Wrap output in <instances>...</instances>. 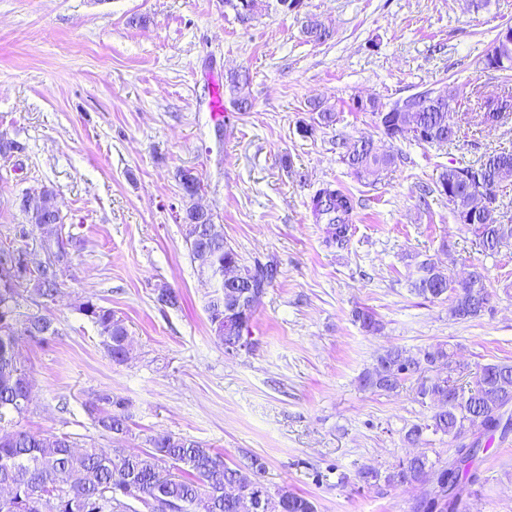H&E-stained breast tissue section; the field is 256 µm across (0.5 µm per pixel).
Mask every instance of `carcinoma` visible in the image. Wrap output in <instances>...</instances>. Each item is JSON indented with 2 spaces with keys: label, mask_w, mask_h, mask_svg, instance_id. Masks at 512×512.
I'll return each mask as SVG.
<instances>
[{
  "label": "carcinoma",
  "mask_w": 512,
  "mask_h": 512,
  "mask_svg": "<svg viewBox=\"0 0 512 512\" xmlns=\"http://www.w3.org/2000/svg\"><path fill=\"white\" fill-rule=\"evenodd\" d=\"M505 59L512 72V44L505 45L499 37L491 41L483 63ZM468 100L466 87H448L436 105L419 112H398L400 102L391 103L394 111L384 112V105L374 103L370 111L375 127L384 137L391 136L390 125L417 123L427 132L418 145H443L448 137V113ZM484 117L499 122L512 111V95L484 102ZM341 159L359 178H377L397 164V152L380 153L369 139L338 144ZM491 180L498 186L512 185V151H492L461 166L444 169L435 186L423 189L424 194L438 192L448 200L453 215L470 211L482 184ZM184 197L194 200L201 191L198 178L190 169L179 172ZM308 207L315 223L324 225V243L342 248L349 241V215L355 209L353 195L332 182L320 184L311 194ZM18 208L26 225L39 232L36 246L48 256L42 269L32 271L22 281H11L9 273L29 250V236L17 234V225L8 228L0 239V484L15 475L24 477L10 498L0 497V512H94L101 502V512H139L151 502H169L178 512H238V501L224 495V487L234 484L246 495L263 499V512H316L314 503L283 486L271 490L260 476L265 469L255 456L244 464H230L224 455L205 443L187 439L172 432L160 431L145 438L146 449L135 452L123 446L133 436L130 401L110 393H102L93 408L97 425L112 436L111 452L95 445L78 447L67 434L31 433L17 428L18 419L28 411L32 378L17 359L18 341L26 339L38 345L49 343L59 335L54 318L41 308L55 300L63 284V276L72 263V248L79 239L63 235V222L56 203V194L47 187L26 189L18 197ZM195 204L185 207L182 221L189 256L199 273L211 271L216 290L206 304V312L215 339L224 347V354L237 348L242 335L252 336L256 309L232 311L224 288V261L230 260L248 272L240 290L267 288L277 278L278 263L270 260L246 264L238 251L224 240L223 233L213 231V224L201 223ZM476 243L485 251L497 250L512 237V225L493 221L472 228ZM474 281L466 288L451 285L448 272L431 260L418 266L412 291L430 300L451 301L450 313L458 320L482 316L490 309L491 293L486 275L472 272ZM30 294L38 310L21 313L19 300ZM80 313L97 329L100 343L112 361L126 362L130 345L128 330L112 309L93 300L79 307ZM353 317L368 333L379 330L374 313L357 309ZM434 365L452 369L453 354L443 344L424 347L414 355L399 347L379 353L371 370L360 379V386L373 392H392L402 382L417 378V397L421 404L436 399L441 405L433 408L422 423H415L404 432V441L416 447L426 442L425 436L448 437L454 441L472 433L475 444L495 434L506 437L509 425H500L496 415L507 403L512 404V363L494 362L481 366L473 380L464 386L448 387V380L424 376ZM445 464H435L426 454L398 459L385 471L362 467L357 476L368 485L379 482L391 485L414 484L433 478L438 488L421 501L420 512H448V486L468 493L472 483L471 470L477 454L463 455Z\"/></svg>",
  "instance_id": "cac0c4a2"
}]
</instances>
